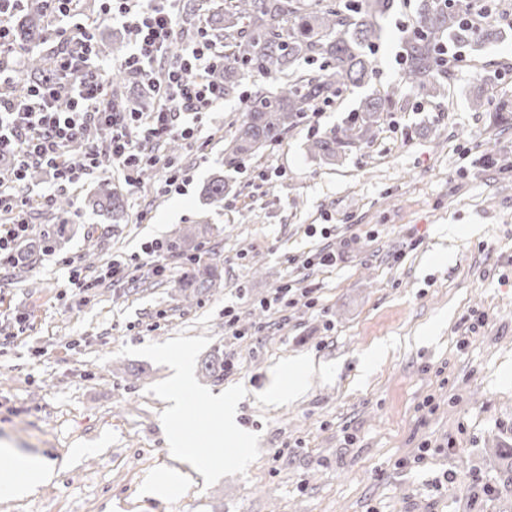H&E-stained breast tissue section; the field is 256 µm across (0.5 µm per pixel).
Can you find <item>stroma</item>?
<instances>
[{"label":"stroma","mask_w":512,"mask_h":512,"mask_svg":"<svg viewBox=\"0 0 512 512\" xmlns=\"http://www.w3.org/2000/svg\"><path fill=\"white\" fill-rule=\"evenodd\" d=\"M417 6L395 0L384 17L368 84L236 167L223 165L224 138L240 94L182 149L180 190L104 167L58 213L38 201L46 181L30 182L31 239L0 266V442L64 466L32 496H0V512H512V470L497 458L512 448V116L470 107L484 79L512 100V25L464 48L447 98L431 100L400 82L401 26ZM391 86L401 106L370 138L333 165L308 155L310 138ZM219 170L232 192L214 209L202 188ZM104 177L124 195L122 223L87 205ZM62 223V244L41 250ZM191 224L211 230L179 242ZM155 240L162 256L145 250ZM319 250L336 266L309 264ZM114 258L129 278L64 292L69 266L97 278ZM192 259L218 264L222 280L189 303L178 282ZM284 283L295 303L265 307ZM228 307L243 337L225 331ZM392 337L396 350L371 356ZM216 346L240 364L220 384L198 371ZM182 347L193 375L176 422L164 352ZM308 360L322 370L296 399H263ZM241 390L250 440L216 448L220 417L201 397ZM180 425L223 470L169 452Z\"/></svg>","instance_id":"1"}]
</instances>
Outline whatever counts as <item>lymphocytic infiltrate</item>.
Masks as SVG:
<instances>
[{"instance_id":"1","label":"lymphocytic infiltrate","mask_w":512,"mask_h":512,"mask_svg":"<svg viewBox=\"0 0 512 512\" xmlns=\"http://www.w3.org/2000/svg\"><path fill=\"white\" fill-rule=\"evenodd\" d=\"M49 25L65 42L53 79L33 84L23 97L2 93L11 80L9 65L19 52L10 24L22 0H0V157L13 161L6 176L11 191H0V211L13 220L0 225V263L11 261L31 226L26 194L32 167H43L50 184L40 197L51 205L59 189L108 165L136 184L141 167L162 170L166 188H179L176 160L158 155L156 145L169 139L198 143L205 123L224 105V89L210 72L223 65L224 53L206 27L179 56L170 50L180 38L178 0H100V13L132 37L119 66L99 60L81 0H45ZM127 72L155 99L157 107L140 112L117 101L110 87L113 69ZM103 130L100 142L86 141L89 129Z\"/></svg>"}]
</instances>
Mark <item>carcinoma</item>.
Segmentation results:
<instances>
[{"mask_svg": "<svg viewBox=\"0 0 512 512\" xmlns=\"http://www.w3.org/2000/svg\"><path fill=\"white\" fill-rule=\"evenodd\" d=\"M393 0H224V10L214 13L208 32L224 40V68L212 78L224 84V96L236 93L245 80L257 90L245 100L240 117L225 149L224 163L234 166L255 157L279 142L320 107L332 104L344 90L367 81L374 70V51L380 39L378 20L388 13ZM24 16L13 30L24 53L14 78L5 91L14 97L26 94L30 85L54 76L56 58L39 49L49 36L41 0H26ZM486 23L469 20L462 0H420L418 12L403 38L401 64L405 84L426 97L447 96L448 60L441 56L445 41L475 46L493 39ZM319 63L318 71L300 68V62ZM398 88L365 99L345 126L309 140L307 153L328 165L336 163L344 148L371 132L381 113L399 103ZM475 111L512 112V101L491 100L484 91L474 95ZM230 185L224 172L212 176L203 188L208 204L224 205ZM89 204L117 224L125 215L122 196L111 181L100 180ZM220 274L210 264L194 263L180 282L184 298H198L219 286ZM201 373L224 380V351L216 348L201 362Z\"/></svg>", "mask_w": 512, "mask_h": 512, "instance_id": "obj_1", "label": "carcinoma"}]
</instances>
